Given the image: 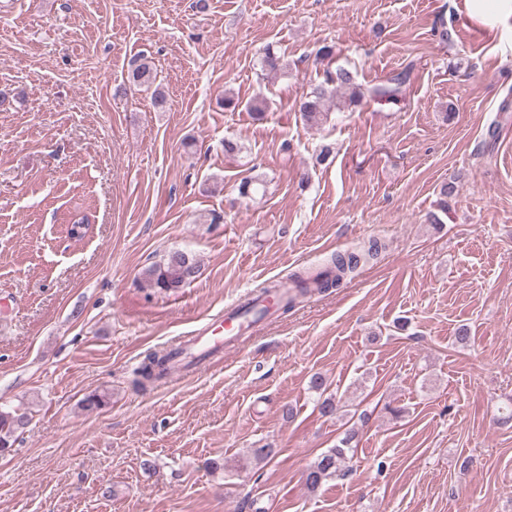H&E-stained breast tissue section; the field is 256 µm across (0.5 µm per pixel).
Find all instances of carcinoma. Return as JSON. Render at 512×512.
Returning <instances> with one entry per match:
<instances>
[{
  "label": "carcinoma",
  "mask_w": 512,
  "mask_h": 512,
  "mask_svg": "<svg viewBox=\"0 0 512 512\" xmlns=\"http://www.w3.org/2000/svg\"><path fill=\"white\" fill-rule=\"evenodd\" d=\"M408 79L409 71L403 70L392 75L387 80V85L365 91L355 82L352 72L346 68L339 67L334 72L327 70L323 81L300 99L298 111L306 122L318 124L327 117L331 106H336L338 111L343 108V102L337 100L339 92L347 94V101L355 104L360 102L367 92L372 95H394ZM127 80L136 88L151 91L153 108L159 112L165 111L168 104L166 93L160 85L156 84V74L144 57L140 56L132 62ZM359 262L360 256L354 252L336 253L332 256L329 266L321 271L302 270L293 273L291 276L293 291L282 297L281 308L287 311L293 308L300 297L315 292L324 293L337 287L344 275L353 271ZM198 271V261L193 255L174 251L168 254L163 262L147 268L144 276L154 287L166 292H175L193 280ZM175 356L176 353L172 351L164 354L153 352L146 355L136 370V385L146 388L164 379ZM310 388L322 397V401L319 402L320 413L327 417H339L343 408L341 399L335 396L323 397L327 386L321 375L312 376ZM26 424L25 415L0 411V448L12 446L14 434ZM354 439L355 432H345L335 447L328 449L314 461L306 476V485L310 490H317L323 481L337 474L351 473L357 469V446L353 445Z\"/></svg>",
  "instance_id": "carcinoma-1"
}]
</instances>
